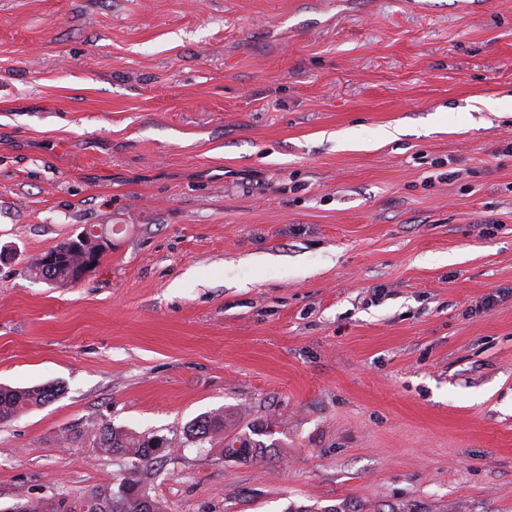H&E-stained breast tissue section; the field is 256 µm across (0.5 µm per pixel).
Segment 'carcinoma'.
Here are the masks:
<instances>
[{
  "label": "carcinoma",
  "mask_w": 512,
  "mask_h": 512,
  "mask_svg": "<svg viewBox=\"0 0 512 512\" xmlns=\"http://www.w3.org/2000/svg\"><path fill=\"white\" fill-rule=\"evenodd\" d=\"M79 239H69L54 249L41 255L32 267V272L42 279L57 285L74 282L75 274L82 263V252L75 248ZM52 257L54 262L42 263V259ZM58 395V389L52 386H33L12 388L0 386V423L14 420L24 411L46 405ZM224 433V417L204 415L191 421L185 430L188 441L198 448L212 443L214 437ZM95 451L123 458L148 462L154 459V438L123 432L102 423L91 430ZM147 496L142 479L132 471L124 477L119 486L100 487L89 495L70 499L59 497L46 502L19 501L11 512H76L77 505L86 506L85 512H163L162 504L155 498L150 504H143Z\"/></svg>",
  "instance_id": "carcinoma-1"
}]
</instances>
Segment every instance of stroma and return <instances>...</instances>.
<instances>
[{"label":"stroma","instance_id":"stroma-1","mask_svg":"<svg viewBox=\"0 0 512 512\" xmlns=\"http://www.w3.org/2000/svg\"><path fill=\"white\" fill-rule=\"evenodd\" d=\"M0 251V512H512V0H0ZM82 234V236H81ZM82 238L83 244L87 248H94L96 252H103L107 246V238L94 232L93 236L86 232L80 233L75 239H69L54 249L41 255L34 263L31 271L42 279L57 285H68L74 282L75 274L82 263V252L75 248V245ZM101 236L99 239L94 237ZM54 256L53 263L42 265V260ZM59 389L52 386L12 388L0 386V423L14 420L24 411L52 402ZM220 434H224V417L219 414L198 417L185 430L186 439L197 448H207L206 445ZM90 433L96 447L92 449L97 452L119 455L140 462L154 459V437L116 430L110 423H102L94 427ZM144 497L150 500V505H143ZM78 504L87 507L81 512H163L162 504L146 493L136 471L125 476L116 490L107 486L79 499L58 497L46 502L18 501L8 512H77Z\"/></svg>","mask_w":512,"mask_h":512}]
</instances>
